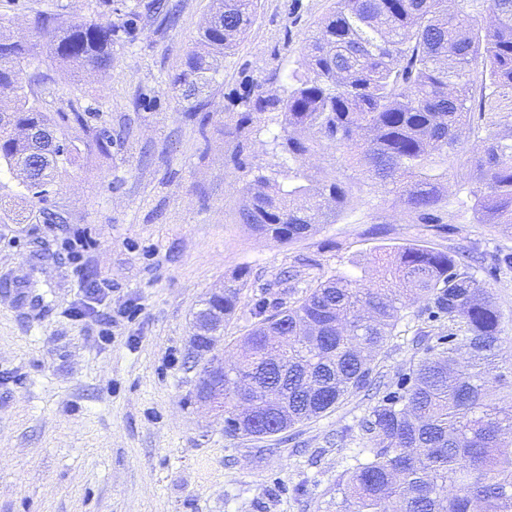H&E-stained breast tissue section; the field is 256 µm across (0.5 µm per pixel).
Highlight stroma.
<instances>
[{"instance_id": "stroma-1", "label": "stroma", "mask_w": 512, "mask_h": 512, "mask_svg": "<svg viewBox=\"0 0 512 512\" xmlns=\"http://www.w3.org/2000/svg\"><path fill=\"white\" fill-rule=\"evenodd\" d=\"M0 0V29L35 42L34 13L68 24L134 18L105 72L50 69L36 87L43 106L70 100L94 112L91 131L61 168L48 205L59 224H16L27 209L18 177L0 173V512H320L336 480L371 441L360 422L423 355L418 332L444 336L412 306L371 363L372 387L331 412L265 439L231 437L221 412L192 393L207 356L194 350L201 301L240 270L250 275L235 316L215 343L233 360L255 325L257 300L287 304L333 275H370L386 247L419 243L466 252L503 313L501 373L512 372V224H478L456 183L446 226L415 224L380 187L364 185L343 155L306 162L315 178L349 179L352 199L336 223L279 244L237 221L242 173L228 157L223 106L248 86L284 85L333 0H258L255 20L204 92L207 109L179 105L173 81L213 0ZM112 135L98 149L93 129ZM83 234L73 262L64 247ZM105 284L90 297V281Z\"/></svg>"}]
</instances>
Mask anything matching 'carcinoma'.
Wrapping results in <instances>:
<instances>
[{
  "label": "carcinoma",
  "mask_w": 512,
  "mask_h": 512,
  "mask_svg": "<svg viewBox=\"0 0 512 512\" xmlns=\"http://www.w3.org/2000/svg\"><path fill=\"white\" fill-rule=\"evenodd\" d=\"M335 0L280 89L257 87L224 123L233 163L246 177L238 223L285 244L333 224L351 187L313 180L304 166L342 151L361 175L401 201L416 224H442L448 181L461 178L477 224H512V0ZM257 0H214L173 91L206 106L202 91L224 55L248 33ZM45 37L36 56L0 32V169L22 175L31 208L15 221L52 222L48 198L61 166L78 155L65 129H89L90 111L70 103L49 112L22 75L45 78L52 64L102 71L112 43L133 22L80 20L65 27L38 14ZM279 121L272 150L288 155L265 173L241 159L266 115ZM367 280L334 275L285 307L255 303L258 323L244 336L224 386V433L255 438L332 411L365 387L370 358L393 336L403 312L425 302L448 335L426 348L394 391L361 422L368 456L336 479V512H512V384L489 389L499 369L502 312L473 267L410 243L374 258ZM249 272L202 307L235 314Z\"/></svg>",
  "instance_id": "1"
}]
</instances>
